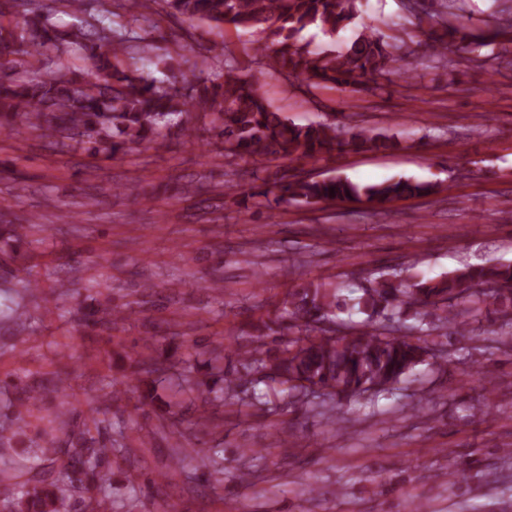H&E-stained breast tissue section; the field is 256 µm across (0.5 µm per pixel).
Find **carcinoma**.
<instances>
[{"mask_svg": "<svg viewBox=\"0 0 512 512\" xmlns=\"http://www.w3.org/2000/svg\"><path fill=\"white\" fill-rule=\"evenodd\" d=\"M183 22H208L216 28L232 26L261 35L256 54L264 65L306 93L326 88L356 86L368 74L413 72L410 53L389 51L385 36L374 29L357 34L342 48H320L302 32L316 27L334 35L359 16L362 0H165ZM82 10L78 0H13L16 21L0 25V69L19 58H46L65 37L51 22L57 4ZM444 34L433 37L435 56H447L453 46L459 56L480 55L495 44L503 31H512V20L499 19L489 37L474 35L461 24L442 20ZM454 38L448 43L447 37ZM127 39L113 28L112 12L105 9L94 21L71 34L88 62L85 70L49 66L43 76L25 83L0 78V129H26L42 138L65 137L95 159L110 160L119 153L146 146L166 135L172 122L183 124L184 136L194 141L199 132L224 140V155L253 158L261 171L293 156L315 157L338 150L386 151L392 137L355 126L343 137L336 126L318 122L296 124L260 93L256 81L243 77L232 66L215 77L158 84L150 74H129L116 61L126 52ZM250 192L240 204L259 196L268 205H315L328 201H359L381 208L389 201L412 195H432L439 186L409 179L361 185L342 175L321 179L301 175L262 177L252 173ZM34 215H17L8 225L9 237L27 236ZM358 299L367 314L350 336H338L336 293L317 284L289 289L278 314L261 321L258 334L237 349V365L224 369V350L211 349L212 384H196L202 402L220 399L230 405L244 403L241 387L276 381L290 398L318 393L333 402L343 396H376L388 392L419 363L426 346L407 336H394L382 321L399 317L403 307L420 306L416 328L429 336L434 323L463 331L457 307L480 311L489 304L501 322L512 329V265L468 264L438 281L409 283L398 274L381 270ZM120 310L103 304L82 315L87 327H112ZM277 342L268 355L267 338ZM142 352L145 373L164 374L170 365ZM46 388H20V396L7 410H0V452L24 434L27 418L41 403ZM100 420L75 427L68 412H54L50 426L29 439L17 458L0 460V477L7 483L0 492V512H73L80 501L92 512H112V449L91 433Z\"/></svg>", "mask_w": 512, "mask_h": 512, "instance_id": "obj_1", "label": "carcinoma"}]
</instances>
